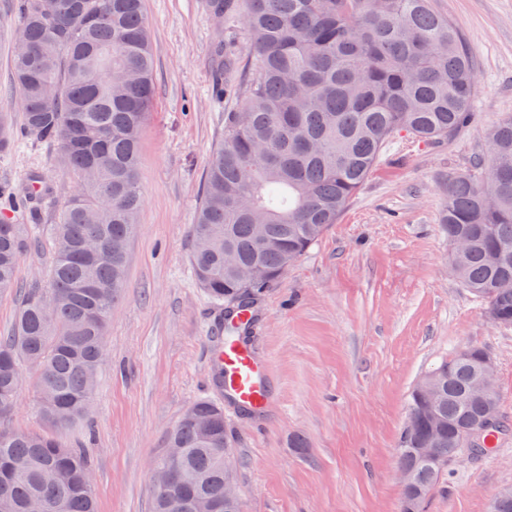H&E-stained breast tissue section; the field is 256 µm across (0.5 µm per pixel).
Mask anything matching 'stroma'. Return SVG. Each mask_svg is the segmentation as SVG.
I'll return each mask as SVG.
<instances>
[{
	"instance_id": "35a3bbf8",
	"label": "stroma",
	"mask_w": 512,
	"mask_h": 512,
	"mask_svg": "<svg viewBox=\"0 0 512 512\" xmlns=\"http://www.w3.org/2000/svg\"><path fill=\"white\" fill-rule=\"evenodd\" d=\"M433 2L473 57V122L436 144L390 139L337 223L263 290L254 344L274 371L279 405L263 426L224 411L245 512H398L408 394L432 363L463 347L493 357L500 417L512 426V327L495 324L452 277L441 227L449 174L484 182L485 132L512 118V0ZM143 10L156 93L141 138L139 227L93 401L61 432L90 460L98 512H153L151 472L168 433L192 404L215 397L209 328L223 304L194 277L189 226L224 115L243 106L218 90L222 59L234 60L244 85L254 55L242 17L217 18L208 0H143ZM16 23L15 0H0V114L17 123ZM53 153L24 137L0 151V192L25 195L35 174L49 189L15 214L40 237L75 183L51 165ZM0 427L48 430L32 372ZM508 487L512 430L490 454L450 462L424 512H489Z\"/></svg>"
}]
</instances>
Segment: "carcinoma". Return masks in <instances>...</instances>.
I'll return each mask as SVG.
<instances>
[{
	"label": "carcinoma",
	"mask_w": 512,
	"mask_h": 512,
	"mask_svg": "<svg viewBox=\"0 0 512 512\" xmlns=\"http://www.w3.org/2000/svg\"><path fill=\"white\" fill-rule=\"evenodd\" d=\"M210 0L217 16L243 13L254 40L252 79L231 90L244 99L224 115L202 199L190 226L189 261L199 285L230 305L239 269L260 266L279 281L329 225L337 222L391 137L440 142L470 122L476 73L458 28L432 0ZM12 61L21 135L57 147L54 162L72 171L81 192L65 200L49 233L46 286L23 284L19 258L34 238L0 209V289L19 290L13 327L0 336V419L12 415L23 369L36 374L44 418L79 421L95 389L89 374L106 359V333L125 279L127 246L142 203L139 143L154 100V57L143 0H18ZM492 145L484 184L448 178L442 227L448 244L469 246L455 279L512 325V119L486 132ZM456 350L431 367L436 399L412 389L397 457L413 470L419 501L441 472L416 452L448 446L485 412L470 389L477 363ZM166 447L181 449L173 492L182 512L200 500L224 512V407L188 408ZM85 452L53 437L0 429V512H96Z\"/></svg>",
	"instance_id": "cac0c4a2"
}]
</instances>
